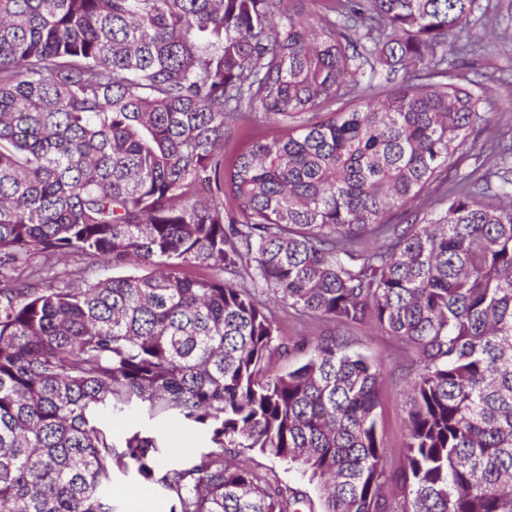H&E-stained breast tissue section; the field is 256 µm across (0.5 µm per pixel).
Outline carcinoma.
<instances>
[{
  "label": "carcinoma",
  "mask_w": 512,
  "mask_h": 512,
  "mask_svg": "<svg viewBox=\"0 0 512 512\" xmlns=\"http://www.w3.org/2000/svg\"><path fill=\"white\" fill-rule=\"evenodd\" d=\"M304 2L0 0V512H116L117 470L169 512H302L252 449L321 512H512V141H480L477 0ZM376 62L404 72L379 102ZM244 117L273 131L228 162ZM265 293L415 350L400 468L381 364L329 333L268 374ZM132 411L208 446L116 439ZM237 462L249 469L255 470L270 482H277L280 486L294 488L307 496L304 512H320L318 493L313 485L301 480L294 472L288 471L287 466L274 462L257 451L240 453Z\"/></svg>",
  "instance_id": "cac0c4a2"
}]
</instances>
